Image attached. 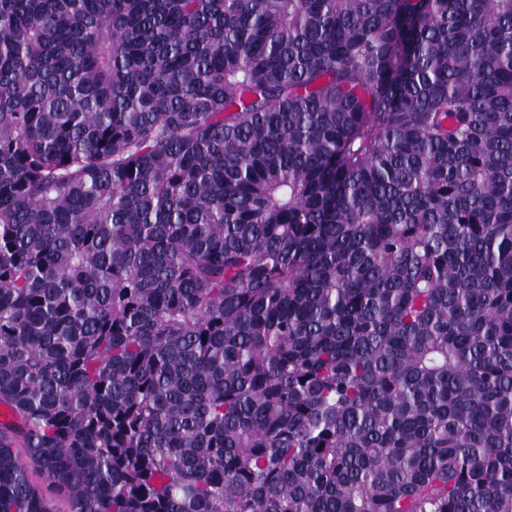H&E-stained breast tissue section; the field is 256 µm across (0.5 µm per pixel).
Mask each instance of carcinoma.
I'll list each match as a JSON object with an SVG mask.
<instances>
[{
  "mask_svg": "<svg viewBox=\"0 0 512 512\" xmlns=\"http://www.w3.org/2000/svg\"><path fill=\"white\" fill-rule=\"evenodd\" d=\"M0 512H512V0H0Z\"/></svg>",
  "mask_w": 512,
  "mask_h": 512,
  "instance_id": "cac0c4a2",
  "label": "carcinoma"
}]
</instances>
